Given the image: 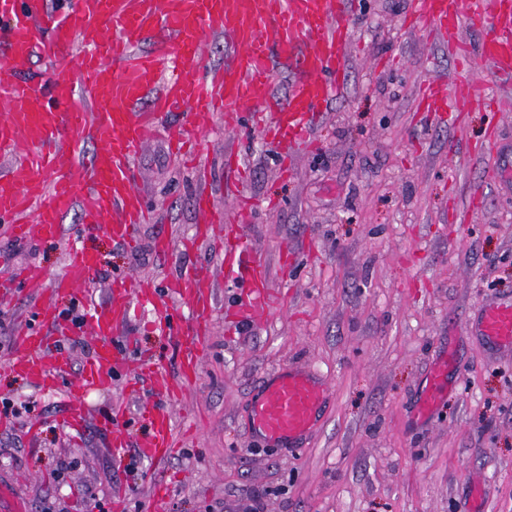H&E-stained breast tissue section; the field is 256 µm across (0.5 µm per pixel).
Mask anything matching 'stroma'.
<instances>
[{"label": "stroma", "mask_w": 512, "mask_h": 512, "mask_svg": "<svg viewBox=\"0 0 512 512\" xmlns=\"http://www.w3.org/2000/svg\"><path fill=\"white\" fill-rule=\"evenodd\" d=\"M409 7L356 0L345 92L291 161L237 112L216 115L196 166H184L165 146L179 121L164 119L135 162L155 214L138 227L137 247L83 228L75 213L62 238L33 244L12 240L0 223V279L28 263L56 278L76 244L99 257L98 299L128 277L167 291L190 264L211 266L217 290L197 378L187 385L180 375L187 302H171L176 336L150 332L147 315L135 314L112 341L130 365L110 390L88 396L82 433L62 424L66 392L0 374V398L33 404L0 429V512L15 500L24 512H114L117 502L121 512H249L258 492L264 512H512V351L493 352L468 331L486 300L512 297V78L476 62L461 119H421L422 82L449 81L456 62L427 26L406 25ZM230 151L247 162L243 184L255 205L244 231L270 266L274 292L266 317L246 329L230 319L244 294L224 274L223 229L193 252L180 247L195 232L200 188L233 207ZM163 237L165 253L155 247ZM37 308L19 283L0 297V362L16 353L20 323L37 326ZM448 350L455 362L439 402L418 419L432 365ZM140 361L175 385L167 408L181 442L168 460H140L132 477L97 422L122 403L121 430L132 439L148 431L134 407L159 393L134 373ZM296 363L325 376L332 398L288 453L252 433L248 405L271 370ZM158 482L172 487L160 501Z\"/></svg>", "instance_id": "obj_1"}]
</instances>
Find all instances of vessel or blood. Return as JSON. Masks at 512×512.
Here are the masks:
<instances>
[{
    "instance_id": "1",
    "label": "vessel or blood",
    "mask_w": 512,
    "mask_h": 512,
    "mask_svg": "<svg viewBox=\"0 0 512 512\" xmlns=\"http://www.w3.org/2000/svg\"><path fill=\"white\" fill-rule=\"evenodd\" d=\"M353 7L354 0H65L62 9L54 10L46 0H0V15L10 19L0 27V158L5 161L0 222L24 243L56 239L67 215L76 211L83 223L106 225L113 240L134 245L138 225L151 217L136 188L134 161L162 113L186 117L189 130L170 135L168 148L189 160L215 112L250 113L254 126L275 146L305 144L319 113L346 88ZM407 21L412 27L427 24L456 59L451 91L424 84L418 110L426 117L442 120L464 111L474 92L473 57L512 77V0H413ZM467 31L481 33L477 47L464 40ZM156 32L165 43L141 51V43ZM211 35L224 38L219 67L204 62ZM37 57L54 68L36 80L30 71ZM280 63L295 72L283 102L270 93ZM89 142L96 150L87 158L83 151ZM195 205L199 221L185 250L208 239L215 225H224L225 270L247 286L240 319L261 320L270 299V273L239 228L243 213L217 208L204 190ZM97 267L95 253L73 247L55 279H47L36 265L18 270L17 280L38 297L42 328L19 327L10 372L44 391L67 382L71 359L53 345L71 330L57 316L56 301L87 284ZM170 290L196 314L180 357L181 376L188 383L198 374L215 304L213 282L202 268L186 266ZM137 307L150 312L155 329L173 333V317L157 289L110 288L88 311L86 323L99 345L72 383L66 427L78 431L85 426L84 395L111 388L116 371L126 366L109 340ZM475 328L487 343L512 349V300L485 304ZM329 396L327 379L312 367L279 369L250 401L252 430L266 445L298 447L319 422ZM138 411L151 431L134 444L114 432L125 408L99 420L114 453L124 454L134 445L148 460L170 458L176 443L169 411L158 402L140 403Z\"/></svg>"
}]
</instances>
